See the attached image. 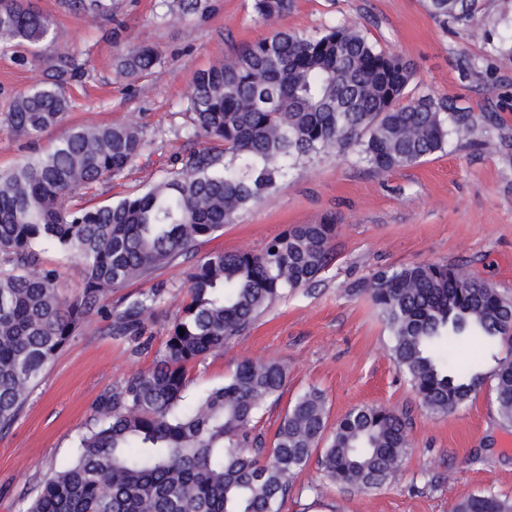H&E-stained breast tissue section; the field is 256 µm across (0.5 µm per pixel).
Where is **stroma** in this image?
Instances as JSON below:
<instances>
[{"label": "stroma", "mask_w": 512, "mask_h": 512, "mask_svg": "<svg viewBox=\"0 0 512 512\" xmlns=\"http://www.w3.org/2000/svg\"><path fill=\"white\" fill-rule=\"evenodd\" d=\"M34 2L53 21L55 41L42 56L66 44L83 75L68 90L63 127L34 140L0 131V168L32 149L48 150L72 126L130 122L151 143L122 178L79 190L76 205L109 204L159 181L187 147L181 97L197 72L277 29L315 35L333 22L359 23L379 47L414 63L409 96L497 114L496 125L450 137L441 152L388 174L333 152L302 160L275 194L225 225L206 250L257 252L289 226L327 217L336 226V258L316 283L273 303L222 353L189 366L186 401L196 403L250 358L278 361L288 372L279 400L264 404L253 431L264 444L312 387L326 396L329 423L361 404L404 418L409 448L389 484L370 494L341 488L313 459L293 478L282 512H453L483 489L512 497V424L501 419L489 388L452 414L428 410L390 359V334L372 305L348 293L383 268L444 262L512 296V54L497 49L512 0H483L474 37L443 30L425 0H295L287 16L270 23L255 20L251 0H212L209 15L181 24L170 22L162 0H112L111 15L93 22L63 0ZM130 43L153 46L160 65L135 79L119 73L113 58ZM38 75L0 43V119ZM39 252L41 267L60 273L63 295L80 297L74 258L50 246ZM185 270L180 263L157 273L170 290L147 321L148 349L113 335L110 322L93 315L53 360L23 415L0 434V512H19L22 497H33L51 470L73 459L100 394L153 367L185 298Z\"/></svg>", "instance_id": "obj_1"}]
</instances>
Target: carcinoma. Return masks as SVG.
<instances>
[{
	"label": "carcinoma",
	"instance_id": "1",
	"mask_svg": "<svg viewBox=\"0 0 512 512\" xmlns=\"http://www.w3.org/2000/svg\"><path fill=\"white\" fill-rule=\"evenodd\" d=\"M169 17L211 11L210 0H163ZM255 19L282 18L293 0H252ZM96 19L103 0H64ZM442 24L476 32L481 0H426ZM52 22L33 0H0V42L43 59ZM159 63L149 45L120 49L117 67L136 78ZM73 55L60 50L19 94L5 130L29 138L62 123ZM413 65L339 22L316 36L288 29L199 71L186 93L187 151L157 183L102 207L70 204L93 183L124 176L150 141L133 123L71 128L46 153L0 169V433L21 417L48 366L82 330L106 314L114 336H140L164 299L166 284L107 307L115 288L151 280L189 260L239 214L274 194L287 163L323 152L353 154L377 172L413 166L441 151L452 134L478 120L429 94L407 98ZM220 141L224 149L209 146ZM336 225L296 224L255 253L212 251L192 263L187 297L154 367L103 393L73 461L53 471L22 512H281L291 478L322 447L326 476L342 488L372 492L395 474L409 447L405 423L377 405L350 408L328 430L326 398L311 388L288 408L265 448L252 436L263 404L287 380L275 361H240L223 384L183 405L187 366L216 355L273 302L313 284L334 257ZM74 255L83 293L68 299L37 248ZM380 311L391 334L389 356L422 404L448 414L486 384L512 423V299L446 263L381 269L349 288ZM184 334H179V331ZM470 336L481 348L507 347L490 374L450 368L441 342ZM455 512H512V498L487 489Z\"/></svg>",
	"mask_w": 512,
	"mask_h": 512
}]
</instances>
